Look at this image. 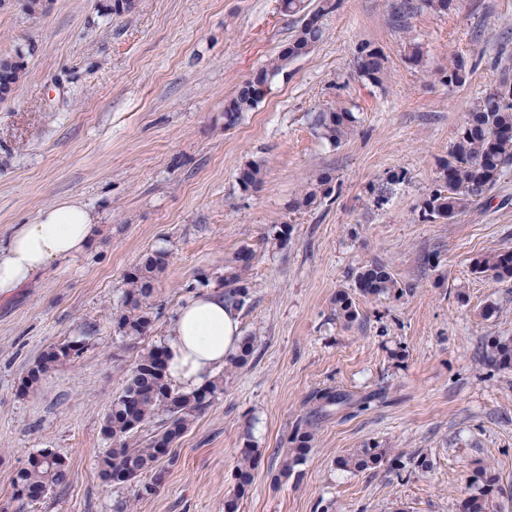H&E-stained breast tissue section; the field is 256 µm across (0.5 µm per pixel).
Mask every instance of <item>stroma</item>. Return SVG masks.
<instances>
[{
  "instance_id": "35a3bbf8",
  "label": "stroma",
  "mask_w": 512,
  "mask_h": 512,
  "mask_svg": "<svg viewBox=\"0 0 512 512\" xmlns=\"http://www.w3.org/2000/svg\"><path fill=\"white\" fill-rule=\"evenodd\" d=\"M108 3L53 0L31 16L23 0H0V56L21 55L25 68L0 99V239L69 200L98 224L84 252L0 296V503L28 457L49 448L69 480L25 512H114L122 501L130 512H224L250 437L263 460L241 512H318L323 500L335 512H459L482 466L498 478L501 512H512V369L483 357L489 337L512 336V280L472 270L480 254L512 247V167L454 223L422 217L470 104L512 83V0H457L445 15L421 0H343L323 19V41L232 125L225 101L298 24L279 0H141L122 16ZM365 43L385 57L381 83L358 74ZM412 43L425 67L409 62ZM457 53L467 79L450 85L437 71ZM334 105L357 119L337 146L312 125ZM251 160L267 176L245 192L237 173ZM322 170L333 194L291 210ZM282 224L286 245L269 247ZM243 247L255 259L240 333L254 358L181 438L159 492L135 498L133 486L100 475L108 407L139 354L164 345L194 283L223 292L224 264ZM155 251L167 266L152 328L122 339L112 316L125 275ZM367 261L386 265L404 293H354L360 319L347 326L331 300L352 291ZM64 341L80 354L23 391L40 353ZM325 387L384 398L321 420L304 480L274 483L273 457ZM368 443L398 464L335 468L336 456Z\"/></svg>"
}]
</instances>
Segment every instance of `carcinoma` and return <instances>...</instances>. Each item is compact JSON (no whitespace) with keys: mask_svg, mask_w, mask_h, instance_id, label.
Segmentation results:
<instances>
[{"mask_svg":"<svg viewBox=\"0 0 512 512\" xmlns=\"http://www.w3.org/2000/svg\"><path fill=\"white\" fill-rule=\"evenodd\" d=\"M341 0H280V12L285 16H299V25L288 41L289 50H280L264 66L242 82L235 95L224 106V114L235 123L240 116L253 109L261 98V88L284 73L297 58L310 53L324 36L322 18L335 11ZM0 98L12 92L24 75L21 57H0ZM359 75L380 83L385 73L384 57L369 44L359 49ZM464 57L454 56L448 68L438 70L447 84L465 80ZM318 135L329 144L338 146L350 139L356 131V118L347 108H328L313 116ZM512 163V88L507 85L474 101L466 112L464 122L448 148V159L441 167L439 185L424 201L423 216L427 219L452 221L466 211L475 200L490 191L498 182L503 169ZM266 168L252 161L239 169L237 180L244 191H255L264 183ZM332 178L317 174L294 199L292 209L300 211L314 205L318 199L332 193ZM255 258L254 251L243 248L224 266V301L236 309L250 297L246 273ZM474 270L496 281L512 279V248L485 253L473 263ZM166 267V253L156 251L146 255L126 275L123 303L112 316L114 332L123 339L142 338L145 325L152 323L150 299L154 284ZM354 285L367 296H398L403 288L391 272L379 262L361 264L354 272ZM333 315L345 325L359 319L352 298L345 291L336 292ZM489 365L499 369L512 368V336H496L488 342ZM79 354L77 345L63 342L48 346L27 371L26 388H34L49 370L68 364ZM254 354L251 339L243 337L238 352L227 359L224 373L243 368ZM224 377L215 378L207 387L183 392L172 387L165 375L164 348L151 347L140 353L130 369L122 392L112 400L102 432L112 442V448L99 461L103 479L114 484H131L138 498L154 495L163 483L161 461L172 459L171 450L188 431L195 419L213 403L223 391ZM382 398L373 393L361 398L333 387L316 391L310 398L313 410L302 419L287 438V448L281 456L273 480L279 483L290 478L301 481L303 466L315 439L314 421L328 414L335 405L364 410ZM157 427L147 438L138 431L150 423ZM244 450L237 459L234 485L224 497V512H240L241 505L253 488L255 471L262 458L260 448L245 435ZM389 449L378 444H366L336 457V468L360 473L381 463ZM69 469L60 461L36 453L20 468L12 481V499L22 506L46 497L51 490L65 484ZM498 481L486 470L474 475L473 491L461 501L459 512H494L493 500Z\"/></svg>","mask_w":512,"mask_h":512,"instance_id":"cac0c4a2","label":"carcinoma"}]
</instances>
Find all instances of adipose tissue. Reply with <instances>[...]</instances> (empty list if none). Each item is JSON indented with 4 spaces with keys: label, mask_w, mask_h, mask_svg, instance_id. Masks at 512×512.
<instances>
[{
    "label": "adipose tissue",
    "mask_w": 512,
    "mask_h": 512,
    "mask_svg": "<svg viewBox=\"0 0 512 512\" xmlns=\"http://www.w3.org/2000/svg\"><path fill=\"white\" fill-rule=\"evenodd\" d=\"M95 230L94 216L77 201L41 210L34 223L18 225L0 243V295L26 284L53 262L84 251ZM240 323L222 295L192 298L179 310L165 344L167 379L190 392L209 384L237 349Z\"/></svg>",
    "instance_id": "ef3b65f1"
}]
</instances>
